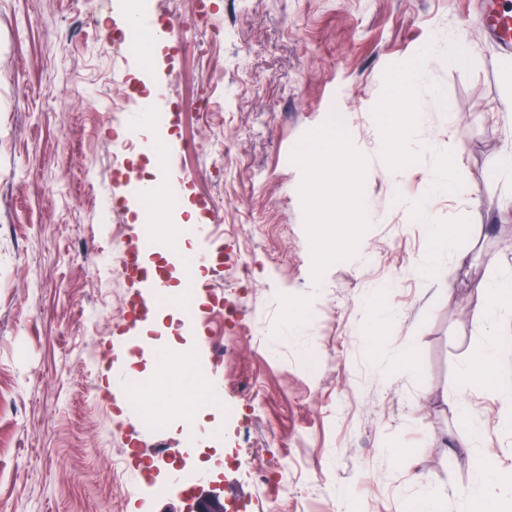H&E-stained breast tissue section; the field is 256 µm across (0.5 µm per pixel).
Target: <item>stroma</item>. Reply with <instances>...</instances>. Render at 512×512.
Masks as SVG:
<instances>
[{"label": "stroma", "mask_w": 512, "mask_h": 512, "mask_svg": "<svg viewBox=\"0 0 512 512\" xmlns=\"http://www.w3.org/2000/svg\"><path fill=\"white\" fill-rule=\"evenodd\" d=\"M176 29L159 59L170 112L172 178L218 230L194 335L178 343L222 383L190 463H208L224 512H412L436 494L460 512L473 463L512 466L497 388L512 384V310L479 321L473 281L512 280V181L490 162L512 151V59L477 16L485 0H148ZM110 0H0V512H186L180 467L112 389L135 354L168 381L155 347L137 350L139 290L119 264L139 227L117 140L143 54ZM466 40L468 59L448 61ZM415 76L410 166L385 150L384 105ZM337 131L359 200L315 188L305 150ZM453 165L452 196L430 172ZM463 225L455 253L432 257L413 219ZM338 243L317 260L311 226L327 213ZM438 262L443 276L422 266ZM392 317L380 345L365 325ZM299 318L289 322L287 309ZM496 340V371H468ZM465 401L461 417L456 401ZM482 440L461 442L469 421ZM268 475L257 482L255 471Z\"/></svg>", "instance_id": "stroma-1"}]
</instances>
